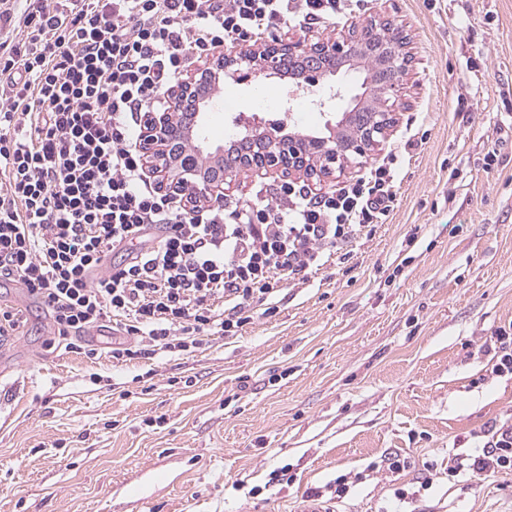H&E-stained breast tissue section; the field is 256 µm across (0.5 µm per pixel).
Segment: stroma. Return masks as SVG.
Here are the masks:
<instances>
[{
	"label": "stroma",
	"instance_id": "35a3bbf8",
	"mask_svg": "<svg viewBox=\"0 0 512 512\" xmlns=\"http://www.w3.org/2000/svg\"><path fill=\"white\" fill-rule=\"evenodd\" d=\"M387 14L412 63L398 124L371 164L396 154L385 223L206 349L133 365L49 346L50 319L19 288L26 324L0 344V512H295L339 475L335 512H512V475L449 480L450 448L512 416V376L484 344L512 326V0H362L324 28ZM363 73L290 79L224 95L262 126L316 133ZM321 101V120H300ZM412 149H404L405 141ZM399 454L411 466L390 473ZM432 487L399 500L428 470Z\"/></svg>",
	"mask_w": 512,
	"mask_h": 512
}]
</instances>
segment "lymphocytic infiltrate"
I'll return each mask as SVG.
<instances>
[{
	"mask_svg": "<svg viewBox=\"0 0 512 512\" xmlns=\"http://www.w3.org/2000/svg\"><path fill=\"white\" fill-rule=\"evenodd\" d=\"M354 0H24L0 8V281L46 308L54 342L112 328L118 363L233 336L267 301L384 223L390 164L318 193L255 186L245 202L187 207L148 181L145 112L228 46L322 26ZM23 28L24 37L14 34ZM120 255L111 274L91 273ZM448 475L512 473V419L479 433Z\"/></svg>",
	"mask_w": 512,
	"mask_h": 512,
	"instance_id": "1",
	"label": "lymphocytic infiltrate"
}]
</instances>
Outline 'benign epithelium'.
<instances>
[{
  "mask_svg": "<svg viewBox=\"0 0 512 512\" xmlns=\"http://www.w3.org/2000/svg\"><path fill=\"white\" fill-rule=\"evenodd\" d=\"M409 48L404 29L388 24L384 18L353 24L333 39L313 40L304 36L262 46L260 66L270 77L281 75L287 66L304 72L336 73L354 60H372L375 68L362 92L354 96L331 128V134L302 137L292 132L275 134L262 127L247 128L240 138L245 149L236 158L229 156L222 145L197 148L199 153L222 155L218 174L205 176L191 159L174 165L170 151L185 136V121L180 113L187 106L195 105L198 111L193 113V119L197 120L208 104L200 100L201 84L218 81L225 75L234 77L242 67L252 65L253 52L249 49L220 53L165 92L161 106L145 115L141 141L149 159V172L172 189L175 188L169 182L172 174H191L196 177L197 197L214 202L224 200V185L240 172L283 175L298 172L320 183L329 175L362 165L397 124L400 90L411 58Z\"/></svg>",
  "mask_w": 512,
  "mask_h": 512,
  "instance_id": "1",
  "label": "benign epithelium"
}]
</instances>
